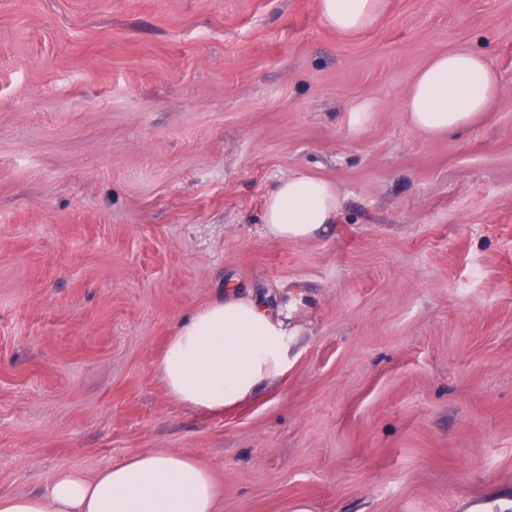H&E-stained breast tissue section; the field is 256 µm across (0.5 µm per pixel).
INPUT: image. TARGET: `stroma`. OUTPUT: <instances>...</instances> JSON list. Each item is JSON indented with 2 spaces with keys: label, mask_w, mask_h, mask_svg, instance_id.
<instances>
[{
  "label": "stroma",
  "mask_w": 512,
  "mask_h": 512,
  "mask_svg": "<svg viewBox=\"0 0 512 512\" xmlns=\"http://www.w3.org/2000/svg\"><path fill=\"white\" fill-rule=\"evenodd\" d=\"M459 48L498 94L423 136L413 79ZM293 172L341 196L299 243L262 223ZM230 286L288 363L213 413L158 360ZM158 448L224 512L512 494V0H382L350 34L319 0H0V496Z\"/></svg>",
  "instance_id": "1"
}]
</instances>
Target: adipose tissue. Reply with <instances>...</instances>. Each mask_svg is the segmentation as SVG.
<instances>
[{
  "mask_svg": "<svg viewBox=\"0 0 512 512\" xmlns=\"http://www.w3.org/2000/svg\"><path fill=\"white\" fill-rule=\"evenodd\" d=\"M382 0H320L326 22L357 32L375 21ZM498 92L496 72L459 49L435 55L416 74L405 112L420 133L436 137L467 126ZM341 207L333 184L302 173L280 179L265 199L272 238L301 242L335 223ZM288 324L257 300L221 294L184 317L165 347L159 372L179 401L221 412L283 373ZM0 512H221L214 479L202 462L166 449L134 453L94 477L64 469L44 492L0 496Z\"/></svg>",
  "mask_w": 512,
  "mask_h": 512,
  "instance_id": "1",
  "label": "adipose tissue"
}]
</instances>
